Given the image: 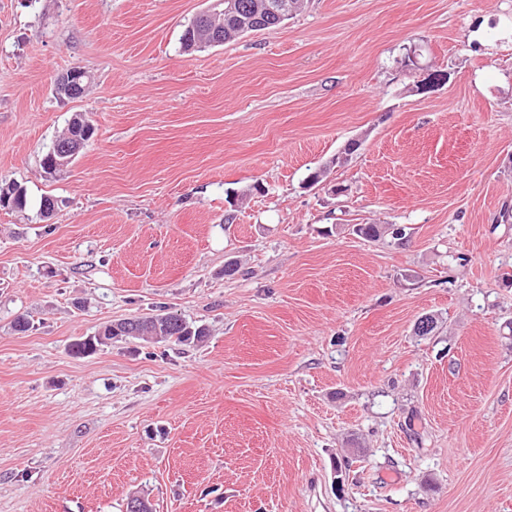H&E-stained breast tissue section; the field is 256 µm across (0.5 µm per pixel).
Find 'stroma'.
<instances>
[{"label":"stroma","mask_w":512,"mask_h":512,"mask_svg":"<svg viewBox=\"0 0 512 512\" xmlns=\"http://www.w3.org/2000/svg\"><path fill=\"white\" fill-rule=\"evenodd\" d=\"M213 3L0 0V512H512V0L183 53ZM163 311L204 341L71 351ZM90 75L79 67H73L67 72L60 74L53 85L55 95L75 99L80 96V90L84 81H88ZM79 126L80 123L76 119H73L72 122L69 121L67 130L64 135L62 137L59 136L57 138L58 140L56 139L57 141L62 140L65 144L68 145L69 156L63 153L59 155V157L62 159H58V156L55 154V158L58 159L60 165L65 166L68 162H70L72 159L70 157H75L86 143L87 138L85 137V132L83 130L80 133V130H78ZM70 135L76 138H70ZM104 328V329H103ZM103 329L101 332L100 330ZM98 331L95 336H87L76 340L72 344V350L76 355H90L94 353L100 345L112 340L115 335L112 334L110 325H105Z\"/></svg>","instance_id":"1"}]
</instances>
